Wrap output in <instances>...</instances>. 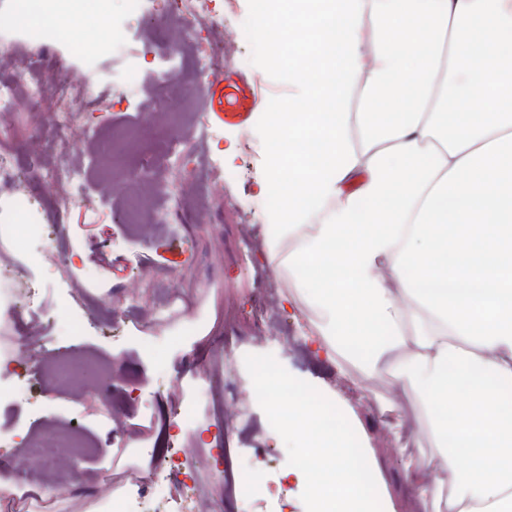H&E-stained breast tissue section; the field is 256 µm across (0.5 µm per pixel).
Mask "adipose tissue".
Returning <instances> with one entry per match:
<instances>
[{
  "instance_id": "adipose-tissue-1",
  "label": "adipose tissue",
  "mask_w": 512,
  "mask_h": 512,
  "mask_svg": "<svg viewBox=\"0 0 512 512\" xmlns=\"http://www.w3.org/2000/svg\"><path fill=\"white\" fill-rule=\"evenodd\" d=\"M253 28L262 64L284 31L317 54L261 130L271 271L317 351L393 380L395 430L418 406L421 512H512V0H274Z\"/></svg>"
}]
</instances>
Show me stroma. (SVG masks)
<instances>
[{
	"label": "stroma",
	"mask_w": 512,
	"mask_h": 512,
	"mask_svg": "<svg viewBox=\"0 0 512 512\" xmlns=\"http://www.w3.org/2000/svg\"><path fill=\"white\" fill-rule=\"evenodd\" d=\"M147 7L158 23L150 28L129 24L121 48L96 61L104 81L97 87V111L84 117L95 135L74 142L67 151L83 174L86 204L64 214L43 265H33L23 249L0 242V251L12 255L23 279L39 288L37 307L19 323L1 324L0 330L12 336L31 325L46 336L47 353L65 358L86 353L112 365L109 391L75 396L46 383L34 387L31 395L0 404L2 437L20 428L70 422L89 443L86 455L60 454L45 472L48 487L57 488L60 473L70 476L68 487L44 501L30 498V505L44 503L52 512H92L105 502L95 493L99 485L109 484L111 491L119 492L131 472L150 476L153 459L141 451L140 441L157 435L162 418L172 416L183 389L205 367L229 385L232 394L211 408L208 431L177 430L179 447L208 455L222 444L221 428L237 431L240 465L264 476L263 487L250 491L245 512H306L304 485L288 474L280 435L258 402L247 397L253 384L245 356L270 353L346 415L375 476L383 512H417L407 493L404 464L414 454L415 442L429 440L418 409L407 410L417 441L393 433L390 416L376 401L390 394V378L370 380L352 364L338 366L315 356L304 340L307 316L288 315L294 283L275 276L265 258L268 211L257 206V183L269 147L259 124L266 101L287 98L288 74L260 66L261 45L226 38L252 19L259 0H236V11L225 17L223 29L209 35L189 27L168 0H148ZM169 29L186 34L181 55L187 71L214 44L224 46L223 72L196 87L193 95L199 121L217 137L204 143L187 131L175 138L167 132L142 134L139 166L179 194L158 205L157 223L142 234L115 219L121 198L102 192L111 180L102 150L113 133L153 112L151 92L121 103L112 88L128 64L138 63L145 72L155 67V51ZM41 126L39 113L19 105L10 125L0 129V145L13 147L18 162H25L24 146ZM244 134L256 147L249 158L238 147ZM260 305L279 335H267L254 319ZM72 309L82 326L65 337L59 321ZM43 398L56 400L58 413L43 411Z\"/></svg>",
	"instance_id": "35a3bbf8"
}]
</instances>
